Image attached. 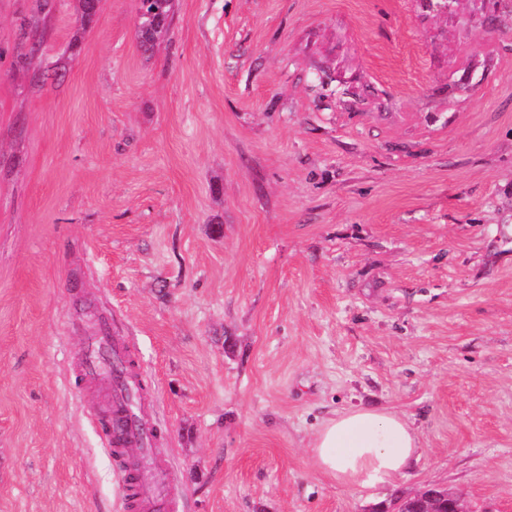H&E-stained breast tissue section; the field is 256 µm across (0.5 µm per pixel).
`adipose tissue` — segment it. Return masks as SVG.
Returning <instances> with one entry per match:
<instances>
[{
    "instance_id": "adipose-tissue-1",
    "label": "adipose tissue",
    "mask_w": 512,
    "mask_h": 512,
    "mask_svg": "<svg viewBox=\"0 0 512 512\" xmlns=\"http://www.w3.org/2000/svg\"><path fill=\"white\" fill-rule=\"evenodd\" d=\"M409 421L394 411L360 407L326 418L309 447L312 464L345 487L394 485L419 458Z\"/></svg>"
}]
</instances>
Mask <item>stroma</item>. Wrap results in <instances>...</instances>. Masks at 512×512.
I'll return each instance as SVG.
<instances>
[{
  "mask_svg": "<svg viewBox=\"0 0 512 512\" xmlns=\"http://www.w3.org/2000/svg\"><path fill=\"white\" fill-rule=\"evenodd\" d=\"M138 7L0 0V512H122L91 311L181 512H512V0H175L148 53ZM359 406L418 435L396 488L309 458Z\"/></svg>",
  "mask_w": 512,
  "mask_h": 512,
  "instance_id": "1",
  "label": "stroma"
}]
</instances>
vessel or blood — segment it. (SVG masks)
<instances>
[{
  "label": "vessel or blood",
  "mask_w": 512,
  "mask_h": 512,
  "mask_svg": "<svg viewBox=\"0 0 512 512\" xmlns=\"http://www.w3.org/2000/svg\"><path fill=\"white\" fill-rule=\"evenodd\" d=\"M134 347L130 337L113 332L111 326L92 323L85 338L83 354L74 364L95 395L91 414L109 432L105 446L110 455L129 468L132 462L144 464L147 476L141 482L121 483V501L134 512H176L178 504L170 499L171 473L167 460L155 442L150 400H143V413L132 424L119 421L125 407L123 394L112 386V361H131L127 378L129 391L138 393L146 387L140 365L134 364Z\"/></svg>",
  "instance_id": "vessel-or-blood-1"
}]
</instances>
